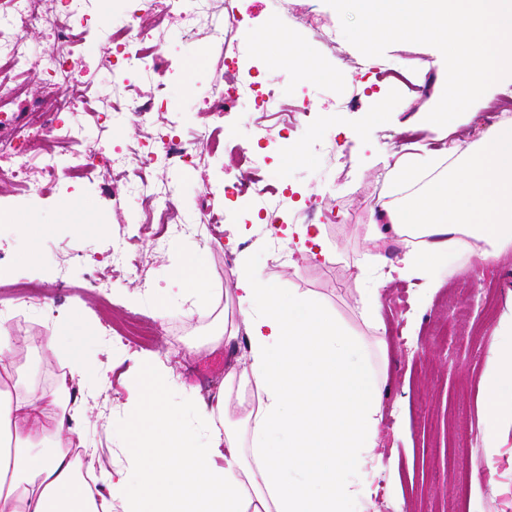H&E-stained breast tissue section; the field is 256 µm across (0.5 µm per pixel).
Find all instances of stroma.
<instances>
[{
    "mask_svg": "<svg viewBox=\"0 0 512 512\" xmlns=\"http://www.w3.org/2000/svg\"><path fill=\"white\" fill-rule=\"evenodd\" d=\"M288 3L299 10L321 12L338 32L332 46L315 34H303L306 54L321 63L320 70L305 79L282 63L281 43L267 34L268 20L280 10L278 0H234L248 23L243 50L259 59L256 81L274 88L282 102L300 100L305 105L288 141H281L277 134L275 113L256 112L249 100L242 99L224 115L223 150L201 149L196 168L158 172L159 178H173V202L179 212H198L208 199L223 207L226 223L237 227L236 237L222 240L206 255L205 274L215 293L211 305L196 309L183 298L169 303L168 318L185 327L181 362L168 363L164 338L141 348L107 334L98 297L89 288L93 277L112 281V319L118 322L129 310L154 311L181 261L180 254L156 250L148 240L140 245L141 275L113 278L105 259L113 244L149 217L126 187L113 183L104 164L113 151L140 140L142 128L133 118L105 130L97 123L98 112L112 101L114 83L129 76L127 70L113 66L105 53L124 0H92L88 8L95 34L89 51L94 66L87 101L73 114L85 150L96 157L87 178L39 196L0 180V284L42 282L54 298L49 309L29 310L19 321L10 308L0 309V325L18 336H46L65 313L79 311L78 322L61 331L63 346L39 349L32 378L49 382L65 363L67 350L80 352L93 371L84 397L86 436L118 468L126 460L130 441L125 404L142 390L137 363H162L172 384L163 400L171 413L177 391L207 401L206 381L223 379L229 365L243 360L246 334L214 349L206 340L222 323L225 297L232 294L236 281V266L226 263L225 255H249L255 271L277 287L313 295L329 305L348 330L371 341L381 336L387 342L378 455L368 474L380 487L373 512H512V420L503 419L497 448H485L483 442L487 356L497 342L494 331L499 320L487 318L481 302L489 290L496 294L499 313L512 304V249L484 262L459 255L449 264L441 286L426 296L418 282L399 278L384 282L379 272H371L369 283L381 286L383 329L378 333L363 321L354 291V264L362 256L364 234L377 221L385 201V163L395 162L402 149L411 145L431 151L477 146L493 132L486 123L487 106L492 98L512 95V84L473 103L449 126L447 137L419 131L421 114L440 99L443 73L436 48L408 42L389 46L372 64L386 76L371 86L364 77L370 64L340 35L335 10L324 0ZM163 37L167 59L155 66L151 80L139 82L138 96L145 99L155 88H162L164 107L154 122L162 128L176 121L179 134L188 140L204 120L210 86L224 69L208 39H185L178 19L166 21ZM25 41L30 65L17 77L1 81L0 92L22 85L29 102L49 103L43 69L47 35L31 30ZM339 65L350 79L335 87L327 71ZM356 88L362 92L360 102L348 105ZM329 113L334 114L335 124H326L324 117ZM356 129L364 130V137L348 138V131ZM337 141L344 143L343 153L334 151ZM294 150L303 151L305 160L289 161ZM251 160L288 197V205L280 211L284 223L305 224V212L313 206L335 212L336 221L323 224L322 234L337 259L326 264L309 259L289 263L287 249L274 246L268 225L255 221L245 198L229 201L219 196L221 185L245 176ZM17 215L39 225L36 241H29L23 226L14 223ZM73 251L86 254L84 266H69L68 255ZM453 301L469 304V321H453L449 307Z\"/></svg>",
    "mask_w": 512,
    "mask_h": 512,
    "instance_id": "stroma-1",
    "label": "stroma"
}]
</instances>
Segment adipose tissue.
Listing matches in <instances>:
<instances>
[{
    "label": "adipose tissue",
    "mask_w": 512,
    "mask_h": 512,
    "mask_svg": "<svg viewBox=\"0 0 512 512\" xmlns=\"http://www.w3.org/2000/svg\"><path fill=\"white\" fill-rule=\"evenodd\" d=\"M396 193L382 219L400 247L396 264L379 231L365 237L356 265V303L367 317L379 305L366 272L390 267L423 288L467 252L486 261L512 248V125L448 158L407 154L388 169ZM236 313L224 333L246 332L244 359L224 375L214 405L182 406L201 424L178 426L147 399L125 405L127 424L144 418L148 437L131 443L127 464L112 469L83 429L82 387L89 372L70 355L67 371L45 388L27 379L31 347L0 327V512H357L377 494L360 475L377 446L381 379L365 337L349 333L322 301L282 295L243 259ZM504 341L488 358L484 438L497 447L502 413L512 409V309ZM86 448L85 456L71 446ZM97 471L87 483L83 470Z\"/></svg>",
    "instance_id": "obj_1"
}]
</instances>
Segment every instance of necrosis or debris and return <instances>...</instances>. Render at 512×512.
<instances>
[{"instance_id":"1","label":"necrosis or debris","mask_w":512,"mask_h":512,"mask_svg":"<svg viewBox=\"0 0 512 512\" xmlns=\"http://www.w3.org/2000/svg\"><path fill=\"white\" fill-rule=\"evenodd\" d=\"M88 0H55L53 9H41V0H0V76L23 72L29 63V51L20 32L24 29H42L49 34L44 70L50 85H66L69 96L55 100L51 109L35 106L26 109L25 122H18L15 114L22 108L14 96L0 95V158L10 164V172L29 191L43 192L47 185L60 184L64 179L85 177L86 163H79L67 171H59L54 158H47L40 178H33L27 165L28 156L41 144L42 131L53 127L59 138L77 146L81 143L76 126L67 122L79 102L86 99L87 77L90 66L81 50L88 40L85 23ZM164 19L173 15L182 22L186 39H196L207 33L222 49L224 79L211 90L212 111L225 112L239 99L248 98L257 111L267 112L278 103L272 88L254 81L249 69L239 63L240 20L232 9L217 11L214 0H129V10L112 33V55L126 67L137 69L139 75H148L154 63L166 52V43L156 26L146 24L148 16ZM160 103L153 96L138 106L137 111L145 128L133 155L137 166H129V155L119 153L111 159L116 181L127 184L129 191L147 200L152 211L158 212V221H146L137 234L124 238L112 249L113 269L128 273L140 271L131 248L143 239H151L157 248H166L170 236L176 234L209 238L219 241L224 212L202 206L199 213L186 217L178 214L170 200V187L157 183L153 171L164 165L182 170L195 166L198 147L213 144L218 130L208 124L195 132V140L183 142L174 129L155 128L153 114ZM225 196L247 197L259 212L276 215L282 205L280 193L261 173L258 166H250L247 178L239 183L224 185Z\"/></svg>"}]
</instances>
